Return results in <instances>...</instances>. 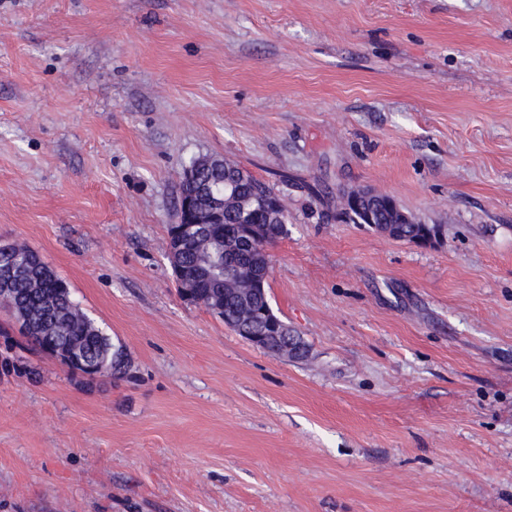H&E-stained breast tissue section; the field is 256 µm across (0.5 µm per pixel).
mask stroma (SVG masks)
Instances as JSON below:
<instances>
[{
  "instance_id": "stroma-1",
  "label": "stroma",
  "mask_w": 512,
  "mask_h": 512,
  "mask_svg": "<svg viewBox=\"0 0 512 512\" xmlns=\"http://www.w3.org/2000/svg\"><path fill=\"white\" fill-rule=\"evenodd\" d=\"M288 211L266 353L185 303L182 170ZM439 227L340 217L351 191ZM0 239L123 347L0 306V512H512V0H0Z\"/></svg>"
}]
</instances>
